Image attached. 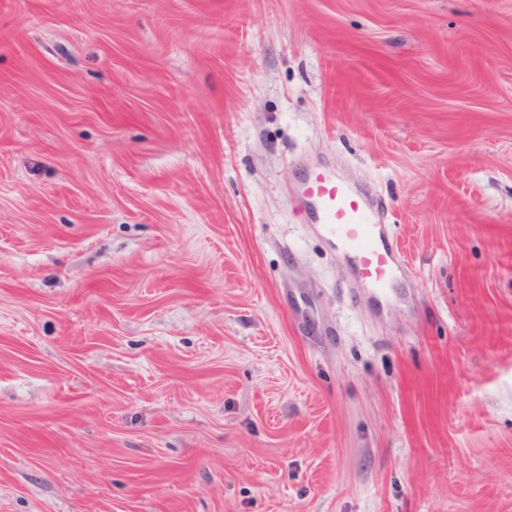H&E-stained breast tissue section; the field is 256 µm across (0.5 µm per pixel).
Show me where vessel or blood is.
<instances>
[{
	"instance_id": "1",
	"label": "vessel or blood",
	"mask_w": 512,
	"mask_h": 512,
	"mask_svg": "<svg viewBox=\"0 0 512 512\" xmlns=\"http://www.w3.org/2000/svg\"><path fill=\"white\" fill-rule=\"evenodd\" d=\"M291 202L337 240L367 287H390L395 259L385 239L384 206L372 193L331 167H302L295 172Z\"/></svg>"
}]
</instances>
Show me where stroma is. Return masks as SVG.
Listing matches in <instances>:
<instances>
[{
  "instance_id": "obj_1",
  "label": "stroma",
  "mask_w": 512,
  "mask_h": 512,
  "mask_svg": "<svg viewBox=\"0 0 512 512\" xmlns=\"http://www.w3.org/2000/svg\"><path fill=\"white\" fill-rule=\"evenodd\" d=\"M0 512H512V0H0ZM290 201L346 250L367 287L390 288L395 259L385 239L384 206L372 193L331 167H300Z\"/></svg>"
}]
</instances>
